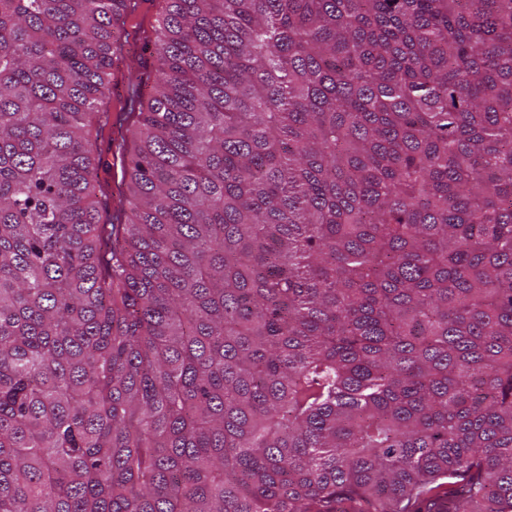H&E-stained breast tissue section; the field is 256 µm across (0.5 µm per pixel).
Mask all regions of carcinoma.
<instances>
[{"label":"carcinoma","mask_w":512,"mask_h":512,"mask_svg":"<svg viewBox=\"0 0 512 512\" xmlns=\"http://www.w3.org/2000/svg\"><path fill=\"white\" fill-rule=\"evenodd\" d=\"M145 2L0 0V512H512V0ZM154 36L151 37V41L145 42L143 40L131 43L130 46V59H134L139 62L143 71L152 72L155 66L154 59Z\"/></svg>","instance_id":"cac0c4a2"}]
</instances>
